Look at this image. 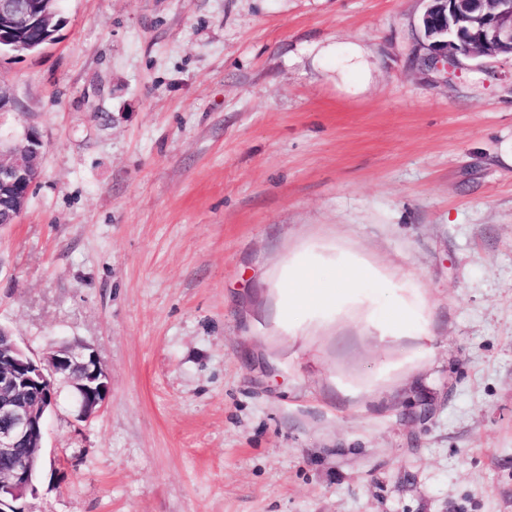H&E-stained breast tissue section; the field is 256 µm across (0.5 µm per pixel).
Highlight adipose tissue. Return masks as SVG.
I'll return each mask as SVG.
<instances>
[{
	"label": "adipose tissue",
	"instance_id": "ef3b65f1",
	"mask_svg": "<svg viewBox=\"0 0 512 512\" xmlns=\"http://www.w3.org/2000/svg\"><path fill=\"white\" fill-rule=\"evenodd\" d=\"M372 277V272L366 268L355 271L341 268L334 276L325 278L312 267H302L290 275L285 283L282 316L289 319L307 310L325 307L335 302L337 296L352 285Z\"/></svg>",
	"mask_w": 512,
	"mask_h": 512
}]
</instances>
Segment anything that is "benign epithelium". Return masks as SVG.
<instances>
[{
	"mask_svg": "<svg viewBox=\"0 0 512 512\" xmlns=\"http://www.w3.org/2000/svg\"><path fill=\"white\" fill-rule=\"evenodd\" d=\"M422 28L428 52L422 64L446 68L466 59H512V0H428ZM59 0H0V43L29 45L30 34L59 13ZM41 141L29 130L18 143L0 144V195L17 193L15 216L26 207L39 175ZM60 384L73 390L78 417H89L105 404L110 380L96 351L75 342L41 358L17 342L0 349V457L30 446L22 465L0 469V512H22L21 499L36 491L34 471L44 464L43 436L57 395L31 402L28 394Z\"/></svg>",
	"mask_w": 512,
	"mask_h": 512,
	"instance_id": "7a95c632",
	"label": "benign epithelium"
}]
</instances>
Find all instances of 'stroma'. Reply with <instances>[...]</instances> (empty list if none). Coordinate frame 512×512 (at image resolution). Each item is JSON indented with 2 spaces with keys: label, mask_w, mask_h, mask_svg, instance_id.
Masks as SVG:
<instances>
[{
  "label": "stroma",
  "mask_w": 512,
  "mask_h": 512,
  "mask_svg": "<svg viewBox=\"0 0 512 512\" xmlns=\"http://www.w3.org/2000/svg\"><path fill=\"white\" fill-rule=\"evenodd\" d=\"M426 7L63 0L0 54V326L110 378L27 512H512V61L423 69ZM302 261L375 278L288 323ZM40 155L41 141L33 130H28L15 145L0 144V198L1 194L21 191L14 200L15 217L11 224L16 222L26 207L39 175Z\"/></svg>",
  "instance_id": "1"
}]
</instances>
